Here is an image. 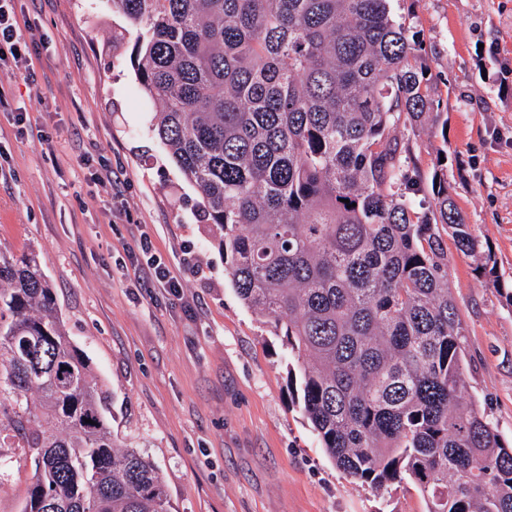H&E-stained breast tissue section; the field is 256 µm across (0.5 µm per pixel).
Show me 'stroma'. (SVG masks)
I'll use <instances>...</instances> for the list:
<instances>
[{"instance_id": "obj_1", "label": "stroma", "mask_w": 512, "mask_h": 512, "mask_svg": "<svg viewBox=\"0 0 512 512\" xmlns=\"http://www.w3.org/2000/svg\"><path fill=\"white\" fill-rule=\"evenodd\" d=\"M34 77L0 62V250L38 256L66 331L109 393L112 433L157 467L170 512H426L408 481L377 492L339 471L288 384L285 337L246 306L181 174L149 127L133 37L110 0H14ZM446 138L399 131L423 178L448 155L458 209L512 279V0H393ZM122 170L115 191L100 174ZM183 283H138L140 238ZM468 397L512 440V302L448 250ZM0 512H20L35 453L0 444Z\"/></svg>"}]
</instances>
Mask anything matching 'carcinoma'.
I'll use <instances>...</instances> for the list:
<instances>
[{
	"label": "carcinoma",
	"instance_id": "1",
	"mask_svg": "<svg viewBox=\"0 0 512 512\" xmlns=\"http://www.w3.org/2000/svg\"><path fill=\"white\" fill-rule=\"evenodd\" d=\"M136 32L151 132L201 195L241 300L301 360L290 386L336 467L413 483L427 512H512V443L465 400L442 232L512 302L488 246L397 132L447 139L391 0H112ZM352 207H347V204ZM106 389L36 256L0 251V443L36 451L21 512H169L116 443Z\"/></svg>",
	"mask_w": 512,
	"mask_h": 512
}]
</instances>
